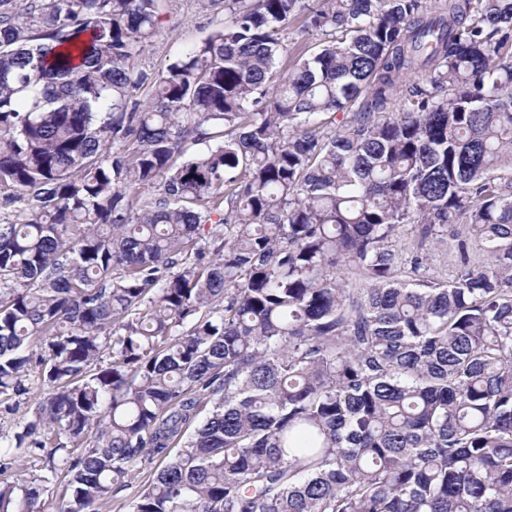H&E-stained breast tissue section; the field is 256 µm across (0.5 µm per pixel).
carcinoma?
Here are the masks:
<instances>
[{
	"label": "carcinoma",
	"instance_id": "carcinoma-1",
	"mask_svg": "<svg viewBox=\"0 0 512 512\" xmlns=\"http://www.w3.org/2000/svg\"><path fill=\"white\" fill-rule=\"evenodd\" d=\"M158 2L0 0V512H512V0ZM202 8L199 0H160L159 30L137 59L139 68L157 73L183 46L205 38L224 18V2ZM454 243L451 237H445L444 242L431 244L426 247L428 261L431 269L442 279L450 278L454 270V254L451 245Z\"/></svg>",
	"mask_w": 512,
	"mask_h": 512
}]
</instances>
